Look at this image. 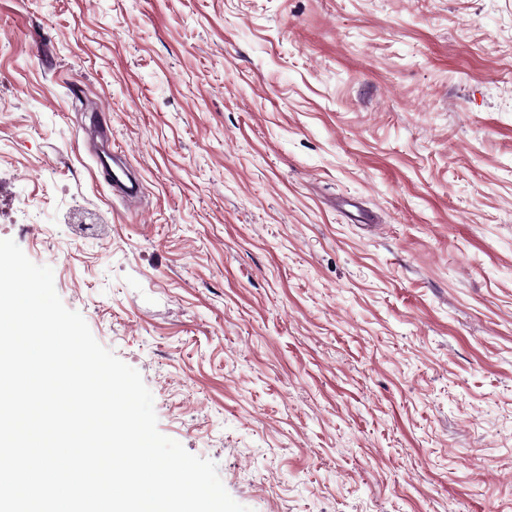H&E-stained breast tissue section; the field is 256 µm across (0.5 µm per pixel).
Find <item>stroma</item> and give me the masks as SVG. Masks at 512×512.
I'll list each match as a JSON object with an SVG mask.
<instances>
[{
  "instance_id": "stroma-1",
  "label": "stroma",
  "mask_w": 512,
  "mask_h": 512,
  "mask_svg": "<svg viewBox=\"0 0 512 512\" xmlns=\"http://www.w3.org/2000/svg\"><path fill=\"white\" fill-rule=\"evenodd\" d=\"M8 238L251 512H512V0H0ZM112 193L121 194V197L128 202H136L140 199V187L135 179H133L125 168L112 167ZM117 196V195H116Z\"/></svg>"
}]
</instances>
